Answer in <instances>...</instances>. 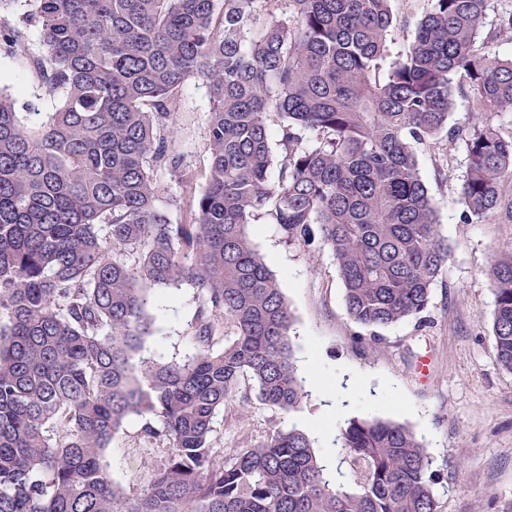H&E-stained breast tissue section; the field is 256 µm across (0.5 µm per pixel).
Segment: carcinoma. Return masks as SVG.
Masks as SVG:
<instances>
[{
	"label": "carcinoma",
	"mask_w": 512,
	"mask_h": 512,
	"mask_svg": "<svg viewBox=\"0 0 512 512\" xmlns=\"http://www.w3.org/2000/svg\"><path fill=\"white\" fill-rule=\"evenodd\" d=\"M264 2L0 0V51L23 53L55 102L31 129L0 90V512H437L431 459L402 423L341 429L354 491L330 484L295 427L227 462L211 434L224 405L248 399L245 378L288 413L305 394L253 221L330 249L348 315L375 329L422 319L448 260L417 146L464 142L465 221L512 215V131L494 122L512 112V56L490 51L512 10L485 34L488 0H423L392 60L393 0H277L254 34ZM190 79L209 95L210 167L194 223L173 224L150 170L190 179L167 130ZM457 93L479 121L449 124ZM490 279L497 358L512 371V250ZM183 283L201 294L197 352L138 377L149 300ZM223 319L234 335L215 352ZM133 414L158 418L143 432L172 453L128 499L102 455Z\"/></svg>",
	"instance_id": "1"
}]
</instances>
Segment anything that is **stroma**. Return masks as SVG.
I'll list each match as a JSON object with an SVG mask.
<instances>
[{
  "label": "stroma",
  "mask_w": 512,
  "mask_h": 512,
  "mask_svg": "<svg viewBox=\"0 0 512 512\" xmlns=\"http://www.w3.org/2000/svg\"><path fill=\"white\" fill-rule=\"evenodd\" d=\"M0 83L9 86L18 107L30 104L36 111H51L23 57L0 54ZM209 107L206 87L190 80L170 117L175 151L191 181H181L165 167L152 171L160 190L158 204L176 224L190 223L193 205L207 184ZM417 153L450 256L422 320L379 329L377 343H369V329L349 317L329 249L288 246L277 226L264 219L249 225L248 232L261 256L279 257L271 270L293 315L295 361L312 348L324 370L344 365L372 386L371 393L347 397L336 427L354 417L406 424L432 460L438 512H512V372L497 359L489 279L496 256L512 249V219L500 214L483 223H464L459 201L467 166L463 142L443 138L418 146ZM198 305V291L186 284L155 291L147 307L152 333L133 358L136 369L156 361H184L195 353ZM388 383L398 389L402 409L388 408L379 396ZM322 406L311 392L293 413L254 399L235 402L216 416L211 441L229 456L294 427L297 414L315 413ZM144 424L143 417L127 418L103 454L104 467L130 497L147 487L170 453L166 440L144 437Z\"/></svg>",
  "instance_id": "obj_1"
}]
</instances>
